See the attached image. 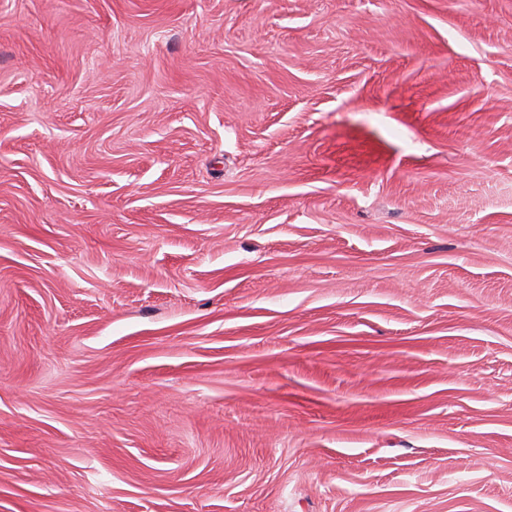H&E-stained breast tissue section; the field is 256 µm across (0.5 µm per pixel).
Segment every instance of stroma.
<instances>
[{"mask_svg":"<svg viewBox=\"0 0 512 512\" xmlns=\"http://www.w3.org/2000/svg\"><path fill=\"white\" fill-rule=\"evenodd\" d=\"M0 512H512V0H0Z\"/></svg>","mask_w":512,"mask_h":512,"instance_id":"stroma-1","label":"stroma"}]
</instances>
